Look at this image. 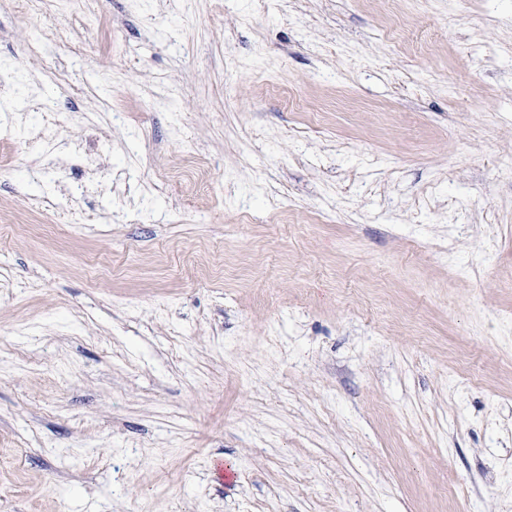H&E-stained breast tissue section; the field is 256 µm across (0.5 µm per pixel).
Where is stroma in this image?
<instances>
[{"label": "stroma", "mask_w": 512, "mask_h": 512, "mask_svg": "<svg viewBox=\"0 0 512 512\" xmlns=\"http://www.w3.org/2000/svg\"><path fill=\"white\" fill-rule=\"evenodd\" d=\"M42 11L0 0V512H512V0Z\"/></svg>", "instance_id": "35a3bbf8"}]
</instances>
